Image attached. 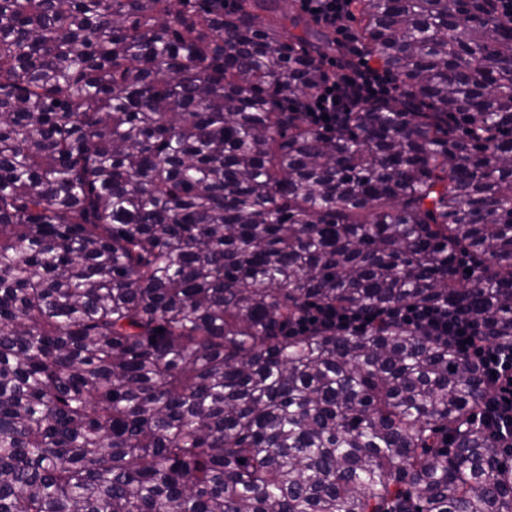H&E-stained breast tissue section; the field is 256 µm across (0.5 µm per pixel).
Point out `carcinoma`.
Returning a JSON list of instances; mask_svg holds the SVG:
<instances>
[{
    "instance_id": "obj_1",
    "label": "carcinoma",
    "mask_w": 512,
    "mask_h": 512,
    "mask_svg": "<svg viewBox=\"0 0 512 512\" xmlns=\"http://www.w3.org/2000/svg\"><path fill=\"white\" fill-rule=\"evenodd\" d=\"M279 2L0 0V512H512L479 365L291 330L512 337V25L352 0L402 92L320 130L336 47Z\"/></svg>"
}]
</instances>
